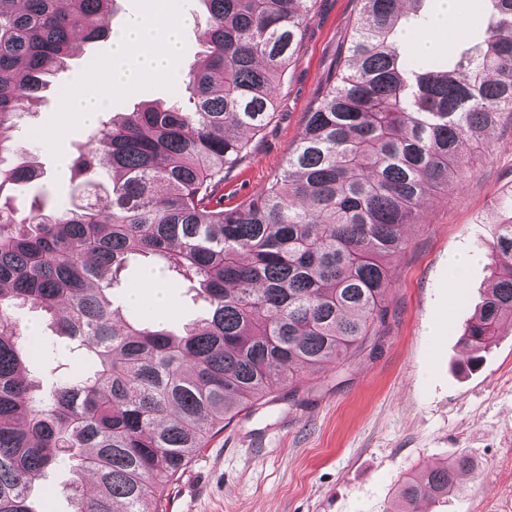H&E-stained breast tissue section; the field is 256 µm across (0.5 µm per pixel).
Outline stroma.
<instances>
[{"mask_svg":"<svg viewBox=\"0 0 512 512\" xmlns=\"http://www.w3.org/2000/svg\"><path fill=\"white\" fill-rule=\"evenodd\" d=\"M120 9L99 39L77 44L68 70L34 100L13 132L15 149L36 155L44 176L17 194L15 204L64 205L70 186L66 159L87 127L70 124L54 146L46 135L62 116L68 92L84 88L112 51L127 19L181 17V63L204 50L207 12L199 0H119ZM484 0H459L436 34L437 54L481 41ZM356 17L354 0H316L303 27L297 63L277 93L276 116L254 136L246 158L224 180V203L259 194L285 166L324 86L343 55ZM150 100L185 104L178 84L157 78L130 93H113L107 111L129 112ZM491 147L473 162V173L430 193L421 223L405 228L406 247L391 261L387 314L375 342L345 362L301 376L296 392L275 388L264 405L215 435L170 483L159 512H390L400 483L427 466L458 454L477 469L448 502L424 500L428 512H512V320L481 366L466 369L460 336L491 283L495 227L512 218V117L489 134ZM471 263L454 265L456 257ZM150 260L132 259L117 296L125 318L177 331L205 310L174 273L162 282L170 300L131 306L128 294L145 289ZM23 334L42 347L28 366L30 377L50 388L64 337L55 335L40 309L16 311ZM66 467L48 470L34 498L40 512H71Z\"/></svg>","mask_w":512,"mask_h":512,"instance_id":"obj_1","label":"stroma"}]
</instances>
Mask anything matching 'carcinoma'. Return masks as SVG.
I'll use <instances>...</instances> for the list:
<instances>
[{"label":"carcinoma","mask_w":512,"mask_h":512,"mask_svg":"<svg viewBox=\"0 0 512 512\" xmlns=\"http://www.w3.org/2000/svg\"><path fill=\"white\" fill-rule=\"evenodd\" d=\"M116 0H0V190L31 187L32 158L7 165L11 131L101 37ZM205 50L184 74L188 105L146 101L101 113L69 160L77 201L20 213L0 196V512H38L32 494L67 461L71 512H157L170 480L271 388L319 371L377 336L390 261L423 198L472 173L489 131L512 117V0H488L483 40L445 66L401 53L425 0H355L346 55L308 112L282 173L224 206L225 175L275 117L316 0H200ZM111 172V183L99 179ZM135 256L175 273L206 304L179 334L124 319L119 273ZM495 280L464 327L467 367L512 318V221L496 225ZM49 315L87 370L48 390L15 310ZM464 454L409 476L398 508L459 490Z\"/></svg>","instance_id":"1"}]
</instances>
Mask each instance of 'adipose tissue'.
<instances>
[{"label": "adipose tissue", "instance_id": "obj_1", "mask_svg": "<svg viewBox=\"0 0 512 512\" xmlns=\"http://www.w3.org/2000/svg\"><path fill=\"white\" fill-rule=\"evenodd\" d=\"M181 27L182 21L177 17L169 19L161 28L139 17L131 19L114 39L111 56L101 64L110 87L119 92H129L146 77L178 80L181 72L178 58Z\"/></svg>", "mask_w": 512, "mask_h": 512}]
</instances>
